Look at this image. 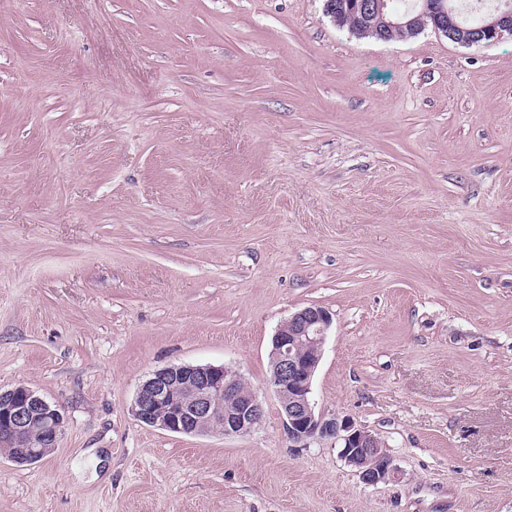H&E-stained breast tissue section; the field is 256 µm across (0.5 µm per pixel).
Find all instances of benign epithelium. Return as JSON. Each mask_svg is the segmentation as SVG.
Segmentation results:
<instances>
[{"label": "benign epithelium", "instance_id": "obj_1", "mask_svg": "<svg viewBox=\"0 0 512 512\" xmlns=\"http://www.w3.org/2000/svg\"><path fill=\"white\" fill-rule=\"evenodd\" d=\"M386 0H356L352 12L361 29L365 19L382 17L378 28L385 37L394 30L413 37L427 25L459 44L477 38L496 40L512 36V0H505L476 27L451 21L452 8L445 0H422V9L406 21L384 18ZM332 318L321 307H305L277 329L271 357L273 371L268 386L277 397L288 438L295 447H306L322 438L340 445L341 458L355 468L366 484L395 479L398 468L370 431L347 420L328 418L316 412L312 380L323 354ZM240 373L225 365H180L158 369L139 388L133 406L135 417L144 424L185 435L221 434L241 436L254 431L263 421L265 407L259 395L239 390ZM64 426L61 409L19 385L0 390V441L14 449L16 463L40 458L58 447Z\"/></svg>", "mask_w": 512, "mask_h": 512}]
</instances>
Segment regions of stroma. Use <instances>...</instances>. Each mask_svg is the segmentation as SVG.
Returning a JSON list of instances; mask_svg holds the SVG:
<instances>
[{
	"label": "stroma",
	"mask_w": 512,
	"mask_h": 512,
	"mask_svg": "<svg viewBox=\"0 0 512 512\" xmlns=\"http://www.w3.org/2000/svg\"><path fill=\"white\" fill-rule=\"evenodd\" d=\"M333 318L292 447L272 337ZM226 365L242 436L139 422L150 374ZM59 405L0 450V512H512V36L390 42L324 0H0V389ZM332 318L321 307H305L277 329L273 341L268 386L277 397L288 438L293 447H307L322 438L340 445L341 458L355 468L366 484L395 479L398 468L384 451L381 441L369 430L316 412L312 380L323 354ZM303 349H310L306 355ZM61 409L34 390L19 385L0 390V445L16 463L41 458L57 448L62 436ZM0 447V448H1Z\"/></svg>",
	"instance_id": "1"
}]
</instances>
